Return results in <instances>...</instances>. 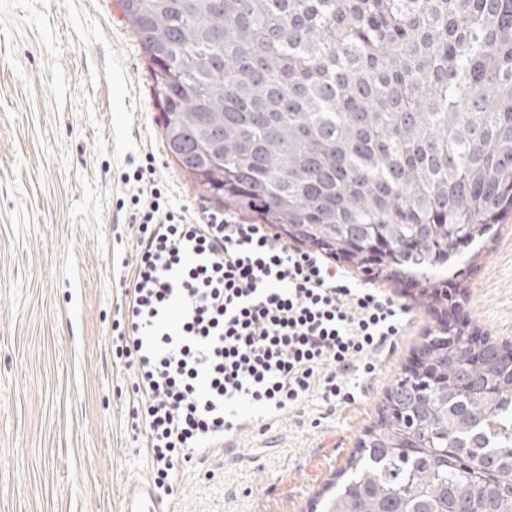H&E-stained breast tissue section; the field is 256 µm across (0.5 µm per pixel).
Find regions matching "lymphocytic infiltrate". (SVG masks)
Here are the masks:
<instances>
[{"instance_id":"lymphocytic-infiltrate-1","label":"lymphocytic infiltrate","mask_w":512,"mask_h":512,"mask_svg":"<svg viewBox=\"0 0 512 512\" xmlns=\"http://www.w3.org/2000/svg\"><path fill=\"white\" fill-rule=\"evenodd\" d=\"M123 181L135 186V249L112 349L133 372L131 429L163 497L176 462L222 449L243 425L266 433L312 395L329 412L354 400L346 373L374 375L406 310L266 225L223 210L190 220L152 162Z\"/></svg>"}]
</instances>
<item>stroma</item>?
I'll return each instance as SVG.
<instances>
[{"mask_svg":"<svg viewBox=\"0 0 512 512\" xmlns=\"http://www.w3.org/2000/svg\"><path fill=\"white\" fill-rule=\"evenodd\" d=\"M163 124L120 0H0V512H121L152 477L128 420L133 375L109 343L134 245L122 175L154 159L189 219L209 206L168 157ZM344 268L407 307L397 345L328 419L312 397L267 434L232 435L215 478L180 467L173 512H323L441 319L512 344V212L460 248L442 300Z\"/></svg>","mask_w":512,"mask_h":512,"instance_id":"stroma-1","label":"stroma"}]
</instances>
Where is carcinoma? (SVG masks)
Returning <instances> with one entry per match:
<instances>
[{
    "instance_id": "carcinoma-1",
    "label": "carcinoma",
    "mask_w": 512,
    "mask_h": 512,
    "mask_svg": "<svg viewBox=\"0 0 512 512\" xmlns=\"http://www.w3.org/2000/svg\"><path fill=\"white\" fill-rule=\"evenodd\" d=\"M167 155L205 198L386 279H436L512 211V0H121ZM448 327L325 512H512L505 345ZM480 379L489 390L471 392ZM456 448L459 465L404 433ZM483 470L476 481L470 472Z\"/></svg>"
}]
</instances>
